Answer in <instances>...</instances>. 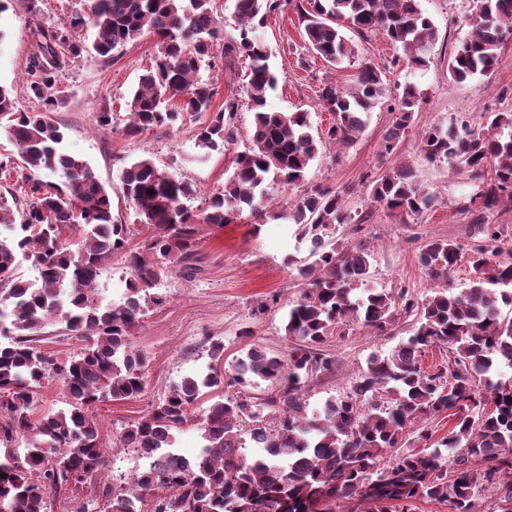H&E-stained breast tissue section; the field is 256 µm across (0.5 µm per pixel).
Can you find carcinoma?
Returning a JSON list of instances; mask_svg holds the SVG:
<instances>
[{
  "label": "carcinoma",
  "instance_id": "1",
  "mask_svg": "<svg viewBox=\"0 0 512 512\" xmlns=\"http://www.w3.org/2000/svg\"><path fill=\"white\" fill-rule=\"evenodd\" d=\"M291 8L305 48L335 65L354 54L344 31L360 36L380 32L416 67L427 63L438 30L424 16L419 0H235L238 36L224 39V19L216 0H87L84 10L61 26L31 30L33 51L20 89L35 109L17 108L14 89L0 85V129L18 148L23 165L0 160V174L16 172L20 196H12L20 223L6 219L0 201V504L11 512H46L47 499L63 490L76 493L104 468L105 453L93 409L101 402L138 397L145 389L143 353L131 337L146 311L162 306L155 291L166 267L196 270L198 234L204 224H231L244 211L261 218L269 193L268 176L285 186L304 182L310 162L327 146H351L367 113L383 96L381 71L361 65L353 90L325 83L321 108L335 115L321 135L312 133L309 112H271L267 100L278 84L267 44L257 35L268 16ZM472 34L448 61L456 81L492 73L501 45L512 36V0H476ZM91 26V44L80 32ZM157 37L153 63L126 100V135L194 124L197 159L204 160L236 139L239 94L218 90L202 71L243 61L244 93L253 125L248 150L237 155L224 186L196 209L187 202L199 189L186 179L140 158L121 174L124 194L134 204L133 224L151 229L138 246L129 245L131 225L112 219L109 189L84 157L67 151L53 119L59 73L70 60L93 55L109 61L115 52L146 35ZM418 106L407 86L388 105L392 115L385 152L393 154ZM480 128L458 130L442 124L426 128L418 142L431 163L448 161L481 189L463 197L458 211L491 212L512 200V138L490 134L512 126L511 112H489ZM494 177L485 179L487 167ZM58 176L45 181L40 172ZM373 199L401 217L416 221L435 203L413 164L401 160L375 181ZM297 224L309 239L312 262L297 268L302 289L285 321L287 353L273 355L254 344L237 359L228 377L216 363L224 345L212 343L208 372L174 384L148 414L122 428L121 440L146 461L130 487L106 488L105 512H411L412 502L448 504L450 512H478L492 493V512H512V264L496 251L470 249L475 279L459 293L448 291V275L462 246L435 239L423 245L419 262L442 286L422 298L407 288L353 294L369 274L372 251L336 242L339 227L355 217L342 195L315 184L278 214ZM82 235L78 252L62 236ZM124 259L131 276L123 302H103L97 288L102 267ZM28 264L33 282L21 278ZM413 318L410 335L384 355L372 356L367 369L342 397L326 402L322 415L308 418L303 391L309 382L333 374L336 356L325 349L335 331L351 321L384 333L402 317ZM51 324L84 341L82 351L62 358L42 352L38 335ZM437 348L444 363L433 374L421 360ZM50 379L67 389L68 407L39 411L40 389ZM241 393L265 383L264 397L212 402L194 427L198 447L179 451L176 463L162 458L174 448L175 432L191 419L190 409L223 384ZM448 413L452 424L438 447L403 452L380 465L391 448L406 447L407 437L429 442L430 421ZM28 437L22 450L15 437ZM262 440L264 450L246 452V441Z\"/></svg>",
  "mask_w": 512,
  "mask_h": 512
}]
</instances>
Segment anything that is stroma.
Segmentation results:
<instances>
[{
	"label": "stroma",
	"instance_id": "obj_1",
	"mask_svg": "<svg viewBox=\"0 0 512 512\" xmlns=\"http://www.w3.org/2000/svg\"><path fill=\"white\" fill-rule=\"evenodd\" d=\"M83 3L37 0V12L32 15L21 0H15L13 7L0 13V85L20 87L32 51L30 30L35 23L66 22ZM420 8L439 32L427 65L420 68L397 60L395 48L382 34L362 38L351 31L346 37L354 46L353 58L331 65L310 55L291 10L270 17L262 30L278 73L269 108L278 112L308 110L314 131H324L333 120L319 104L323 83L333 81L337 86L351 87L362 63L383 68L388 99L395 98L408 84L415 85L421 94L413 123L395 155L384 152L390 114L382 102L371 109L363 132L350 148L323 150L307 172L309 183L334 187L347 209L363 218L359 226L347 225L336 233L346 246L361 244L373 252L369 275L356 289L360 295L401 286L420 297L429 294L432 282L418 259L423 244L448 238L468 248L486 241L471 216L456 210L459 198L474 191L467 174L444 162L426 161L417 144L421 131L434 124L453 119L474 126L481 113L512 112V38L502 45L500 63L492 74H478L459 83L448 73V59L471 33L472 0H420ZM155 52V39L147 36L125 47L111 62L88 57L68 63L60 75V85L68 97L55 120L65 134L67 149L87 159L101 182L111 186L112 217L118 222L131 223L133 219V203L121 184L122 170L131 162L151 158L160 167L194 182L206 195L223 186L233 171L235 156L249 143L253 114L245 107L235 117L236 140L224 152L212 153L204 161L196 158L195 136L189 124L155 128L135 137L124 135L125 101ZM106 101L112 105L113 129L102 133L95 129L94 115ZM399 158L412 162L421 181L437 196L435 206L414 224L402 223L371 194L373 180L389 171ZM267 191L273 201L267 218L258 221L245 215L226 226H204L198 245V271L186 276L175 267L162 275L157 289L168 300L146 312L132 338L134 347L148 359L145 389L137 398L102 402L95 408L93 415L107 445V465L83 488V495L97 496L104 487L118 490L130 485L142 461L133 449L122 445L124 425L148 413L183 376L205 371L211 341L223 343L221 366L225 369L245 354L252 341L274 354L287 352L284 324L301 291L296 269L306 264L310 243L299 237L295 224L279 217L280 211L300 196V189L272 180ZM260 301L268 308L257 315L253 308ZM247 328L254 333L249 340L240 336ZM343 331V336L332 337L329 344L338 360L335 374L311 382L304 391L309 412L321 410L326 400L346 392L366 370L369 357L395 347L408 335L409 324L398 322L380 335L352 321Z\"/></svg>",
	"mask_w": 512,
	"mask_h": 512
}]
</instances>
